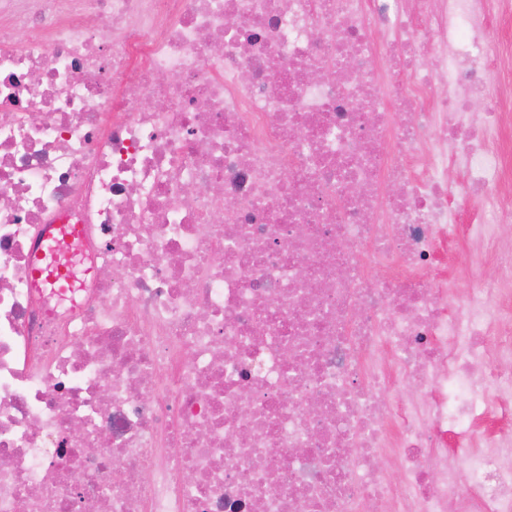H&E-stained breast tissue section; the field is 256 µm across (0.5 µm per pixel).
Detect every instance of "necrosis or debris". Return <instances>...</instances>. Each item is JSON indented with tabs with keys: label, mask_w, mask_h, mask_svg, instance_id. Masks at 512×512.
<instances>
[{
	"label": "necrosis or debris",
	"mask_w": 512,
	"mask_h": 512,
	"mask_svg": "<svg viewBox=\"0 0 512 512\" xmlns=\"http://www.w3.org/2000/svg\"><path fill=\"white\" fill-rule=\"evenodd\" d=\"M511 14L0 0V512H512ZM448 254L451 257V263L448 265V274L458 277L460 290L466 288L464 272L476 263H480V270L486 278L491 279L498 276L499 269L494 258L489 256L486 261L480 262L477 256L470 251L467 240L460 233H457L448 240Z\"/></svg>",
	"instance_id": "1"
}]
</instances>
